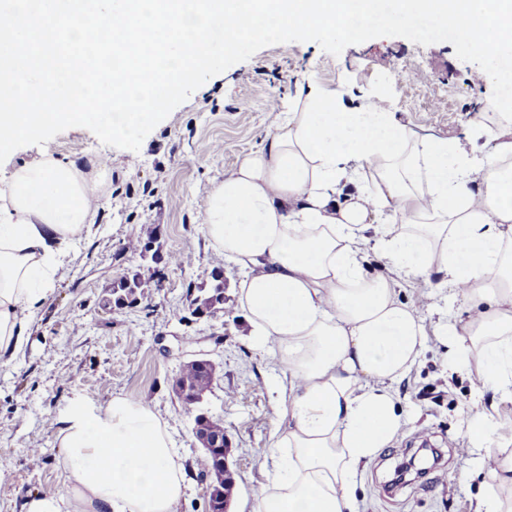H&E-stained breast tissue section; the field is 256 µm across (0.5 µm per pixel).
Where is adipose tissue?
Instances as JSON below:
<instances>
[{"label": "adipose tissue", "mask_w": 512, "mask_h": 512, "mask_svg": "<svg viewBox=\"0 0 512 512\" xmlns=\"http://www.w3.org/2000/svg\"><path fill=\"white\" fill-rule=\"evenodd\" d=\"M301 87L271 114L266 148L204 189V228L244 270L238 303L256 349L273 351L281 399L261 490L249 512H356L361 469L402 427L394 383L428 336L454 373L512 402V124L475 120L489 152L421 136L371 90ZM94 224L77 170L52 160L15 170L0 191V359L53 290L66 245ZM390 269L370 275L367 250ZM439 274L465 316L425 326L400 281ZM63 487L23 512H176L187 489L171 437L143 400L101 413L73 406L51 422ZM492 410L471 416L466 449L485 492L474 512H512V439Z\"/></svg>", "instance_id": "adipose-tissue-1"}]
</instances>
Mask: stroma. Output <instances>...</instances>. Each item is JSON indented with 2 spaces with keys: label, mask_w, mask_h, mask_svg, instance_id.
Here are the masks:
<instances>
[{
  "label": "stroma",
  "mask_w": 512,
  "mask_h": 512,
  "mask_svg": "<svg viewBox=\"0 0 512 512\" xmlns=\"http://www.w3.org/2000/svg\"><path fill=\"white\" fill-rule=\"evenodd\" d=\"M414 62L422 81H409L404 73ZM476 70L448 42L422 46L381 37L336 56L314 42L271 45L207 80L145 137L139 151L104 145L90 130L73 127L44 146L12 152L0 164V188L16 168L47 159L75 161L100 207L93 235L70 246L53 293L26 331L22 355L0 362V466L12 471L9 481H0V512H22L28 495L62 489L63 450L52 419L76 404L104 409L116 395L143 399L154 408L187 469L178 512H205V488L194 466L200 450L189 432L191 419L171 392L179 366L202 353L219 373L205 407L224 420L243 490L232 499L231 512H245L246 496L264 481L276 422V359L250 344L240 310L221 319H183L188 286L208 285L212 270L220 267L225 294L233 299L243 277L204 231L201 187L223 178L242 155L267 146L268 101L289 104L306 74L320 86L382 88L391 111L418 134L491 150L493 141L472 138L474 112L490 109L492 95L491 83L471 84ZM211 143L216 151H208ZM93 159L106 160V168L90 167ZM154 228L163 252L191 255V264L160 268L123 253L129 239L147 238ZM129 267L140 269L146 298L112 311L105 300ZM158 270L164 280L159 288ZM399 291L410 304L432 296L438 316L451 321L465 307L437 276L401 284ZM395 389L404 422L362 474L357 512H473L482 478L471 469L468 454L448 451L466 442L471 412L480 401L473 378L450 374L445 348L431 340ZM424 438L429 441L424 470L396 480V469L421 450ZM34 447L41 452L36 463L30 456Z\"/></svg>",
  "instance_id": "obj_1"
}]
</instances>
